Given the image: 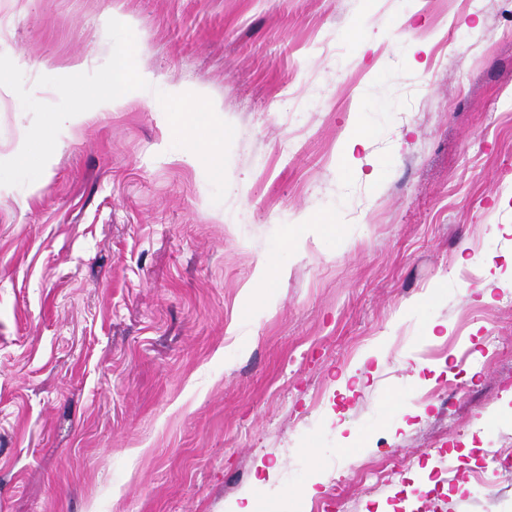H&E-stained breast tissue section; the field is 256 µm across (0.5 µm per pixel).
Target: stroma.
<instances>
[{"mask_svg": "<svg viewBox=\"0 0 512 512\" xmlns=\"http://www.w3.org/2000/svg\"><path fill=\"white\" fill-rule=\"evenodd\" d=\"M112 18L148 89L0 186V512H512V0H0V54L54 103Z\"/></svg>", "mask_w": 512, "mask_h": 512, "instance_id": "1", "label": "stroma"}]
</instances>
